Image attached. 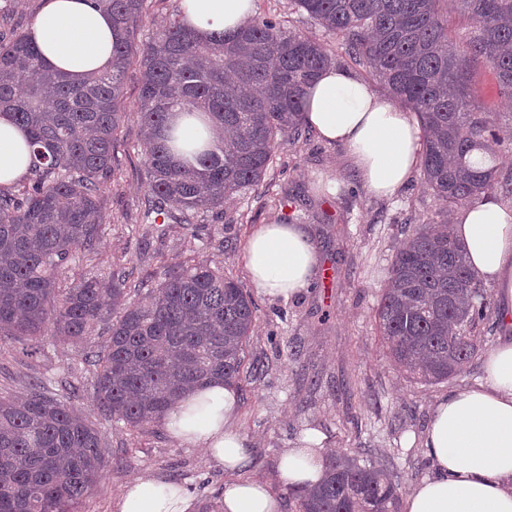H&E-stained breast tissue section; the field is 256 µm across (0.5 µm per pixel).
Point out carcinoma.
<instances>
[{
  "mask_svg": "<svg viewBox=\"0 0 512 512\" xmlns=\"http://www.w3.org/2000/svg\"><path fill=\"white\" fill-rule=\"evenodd\" d=\"M120 37L109 68L80 83L49 69L29 32L0 37V109L26 128V181L0 189V358L21 338L41 348L87 341L80 375L58 386L41 372L20 397L0 395V512H80L112 468L103 429L141 432L195 387L240 379L255 303L224 270L192 257L157 287L112 262L102 278L61 277L96 254L109 221L102 180L125 116L124 82L141 67L138 112L147 172L145 217L189 230L200 212L259 185L285 139L305 133L311 86L334 58L321 40L255 17L236 35L202 41L175 18L135 43L145 0H96ZM405 107L423 130L421 172L445 208L496 196L502 127L469 87L489 65L512 99V0H458L473 21L448 30L442 0H291ZM208 112L210 148L174 158L173 118ZM490 290L448 224H418L395 256L376 308L394 365L425 382L461 373L482 347ZM95 406L72 403L85 386ZM297 512H398L402 488L385 466L349 450L326 459L314 489L292 488Z\"/></svg>",
  "mask_w": 512,
  "mask_h": 512,
  "instance_id": "1",
  "label": "carcinoma"
}]
</instances>
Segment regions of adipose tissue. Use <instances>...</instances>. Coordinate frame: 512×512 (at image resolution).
<instances>
[{
	"instance_id": "adipose-tissue-1",
	"label": "adipose tissue",
	"mask_w": 512,
	"mask_h": 512,
	"mask_svg": "<svg viewBox=\"0 0 512 512\" xmlns=\"http://www.w3.org/2000/svg\"><path fill=\"white\" fill-rule=\"evenodd\" d=\"M181 20L204 41L231 35L254 14V0H180ZM46 64L70 81L105 70L118 32L95 0H45L31 26ZM324 141L343 146L364 187L388 197L419 167L420 130L414 113L376 93L339 66L315 80L304 111ZM31 148L24 128L0 113V186L27 176ZM451 231L471 268L495 288L512 315V206L493 200L462 208ZM244 264L257 295L288 300L306 290L319 269L318 250L306 228L279 220L258 225ZM237 393L217 381L187 394L164 418L179 443L203 451L228 471L250 465L249 447L235 426ZM325 437L306 431L277 462L287 487H310L324 474ZM432 472L410 490L403 512H512V337L486 356L485 381L455 389L435 405L425 436ZM223 512H280L266 482L228 483ZM194 497L174 481L142 475L120 492L118 512H194Z\"/></svg>"
}]
</instances>
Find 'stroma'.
Returning a JSON list of instances; mask_svg holds the SVG:
<instances>
[{
  "instance_id": "1",
  "label": "stroma",
  "mask_w": 512,
  "mask_h": 512,
  "mask_svg": "<svg viewBox=\"0 0 512 512\" xmlns=\"http://www.w3.org/2000/svg\"><path fill=\"white\" fill-rule=\"evenodd\" d=\"M255 14L320 35L290 0H256ZM320 37L337 65L370 80L368 70L353 64L333 37ZM471 72L479 105L500 122L512 120V101L499 97L491 68L479 62ZM140 85L141 68L135 63L126 74V117L113 142L112 175L102 184L110 221L100 253L76 266L75 275L106 276L110 264L119 260L158 282L164 270L178 268L194 251L223 266L225 275L246 289L245 245L257 225L274 219L305 226L318 249L322 273L293 299L255 300L245 361L263 363L265 373L257 380L241 375L236 384L237 426L250 443L248 469L224 471L201 449L179 444L159 421L140 433L112 428L106 433L112 469L81 512H117L122 487L146 472L189 486L196 512H221L225 483L243 478L264 479L281 512H296L276 465L280 453L309 428L325 435L330 452L357 448L364 457L387 464L403 490H410L431 472L422 442L436 400L481 382L486 353L505 334L503 309L492 302L482 351L460 375L436 383L403 375L386 356L375 321L381 289L408 235L407 225L443 223L441 201L418 174L394 196H373L356 177L345 149L311 133L284 142L261 184L226 203L223 213L198 215L195 234L177 224L158 231L142 218L146 170L139 145ZM292 346L300 352L298 359L288 356ZM81 367L79 352L68 345L52 346L44 354L19 353L0 373V392L19 395L37 372L48 369L63 380Z\"/></svg>"
}]
</instances>
